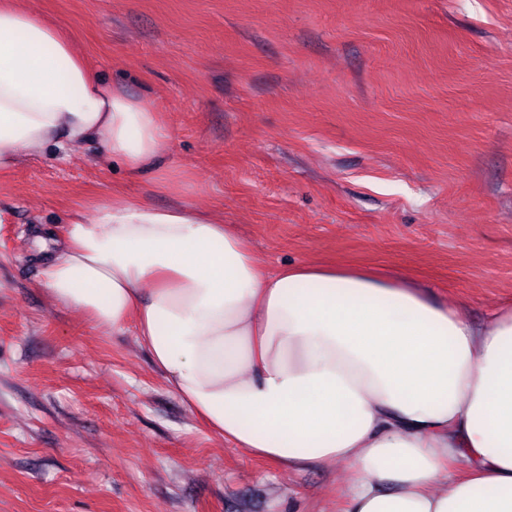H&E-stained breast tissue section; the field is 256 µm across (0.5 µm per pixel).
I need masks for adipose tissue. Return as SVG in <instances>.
Returning <instances> with one entry per match:
<instances>
[{"mask_svg": "<svg viewBox=\"0 0 512 512\" xmlns=\"http://www.w3.org/2000/svg\"><path fill=\"white\" fill-rule=\"evenodd\" d=\"M169 139L72 34L0 0V172L97 142L177 192ZM95 210L68 218L43 287L94 325L132 327L212 434L291 469L349 464L343 512H512V306L476 327L406 274L268 268L223 217L186 204Z\"/></svg>", "mask_w": 512, "mask_h": 512, "instance_id": "adipose-tissue-1", "label": "adipose tissue"}]
</instances>
